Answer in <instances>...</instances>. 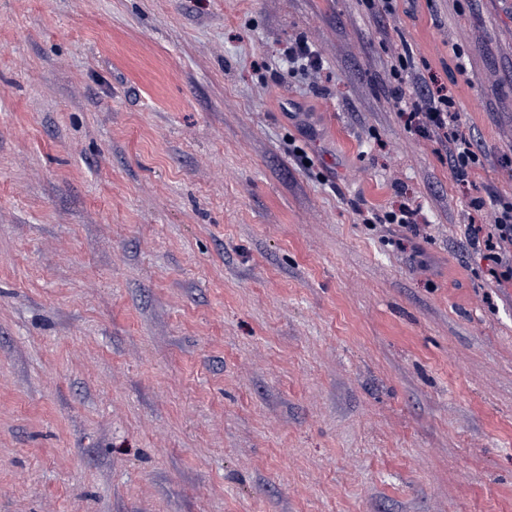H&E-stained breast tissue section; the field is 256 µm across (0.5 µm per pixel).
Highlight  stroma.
<instances>
[{
  "label": "stroma",
  "instance_id": "obj_1",
  "mask_svg": "<svg viewBox=\"0 0 512 512\" xmlns=\"http://www.w3.org/2000/svg\"><path fill=\"white\" fill-rule=\"evenodd\" d=\"M509 161L512 0H0V512H512ZM283 55L288 61V65L298 64L302 71L309 68L318 70L322 67L321 59L315 49L302 38L288 41V46L283 51ZM406 54L398 53L392 74L397 84L392 96L407 130L422 139L452 145L448 166L460 185H467L471 171L481 164L482 152L467 136L459 101L445 87H432L421 81L420 89L407 94L404 85L411 73ZM493 233L486 240H480V228L476 224H466V244L471 248L487 251L492 261L491 275L497 281L512 283V200L492 199ZM384 217L385 223L398 224L400 227L407 229L413 236L420 234V226H425V224H417L418 211L409 207H401L398 212L391 211Z\"/></svg>",
  "mask_w": 512,
  "mask_h": 512
}]
</instances>
